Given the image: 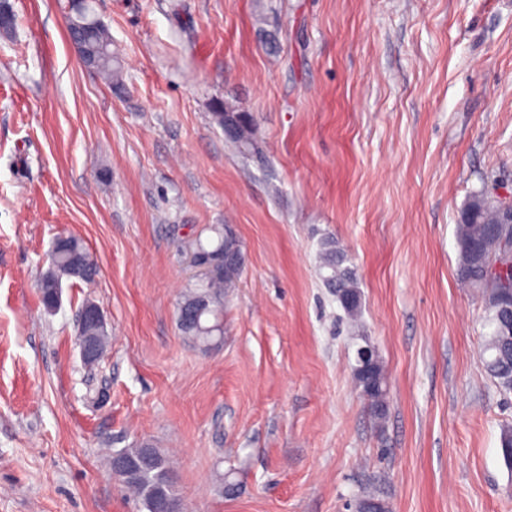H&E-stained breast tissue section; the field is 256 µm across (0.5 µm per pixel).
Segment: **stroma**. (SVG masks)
<instances>
[{
    "instance_id": "35a3bbf8",
    "label": "stroma",
    "mask_w": 512,
    "mask_h": 512,
    "mask_svg": "<svg viewBox=\"0 0 512 512\" xmlns=\"http://www.w3.org/2000/svg\"><path fill=\"white\" fill-rule=\"evenodd\" d=\"M73 0H9L0 37V512H140L113 451L167 457L187 512H512V393L485 373L459 275L472 193L512 201V0H92L127 92L68 34ZM251 113L263 163L214 99ZM245 254L224 339L182 335L183 242ZM100 272L39 284L56 236ZM332 237L363 293L352 329L319 276ZM99 305L98 364L76 343ZM387 377L377 421L361 344ZM239 488L224 492V475ZM242 111L227 110L224 113V102L216 101L213 105L212 118L214 122L223 130L228 138L236 136L242 126ZM357 357L353 367L354 379L357 388L367 403L368 408L378 420L385 419L387 410L388 388L383 364L376 353L374 363L367 369H360L370 364L373 354L371 346H363L357 350Z\"/></svg>"
}]
</instances>
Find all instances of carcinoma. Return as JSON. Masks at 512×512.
Here are the masks:
<instances>
[{"instance_id":"1","label":"carcinoma","mask_w":512,"mask_h":512,"mask_svg":"<svg viewBox=\"0 0 512 512\" xmlns=\"http://www.w3.org/2000/svg\"><path fill=\"white\" fill-rule=\"evenodd\" d=\"M70 36L78 52L90 63L117 94L126 90L124 74L117 57L112 53L109 29L89 12L76 11L69 23ZM247 126L240 137L231 140L238 151L252 158L261 157V151L252 138L253 118L246 115ZM499 202L488 199L478 191L463 206L456 224L459 252V272L462 280L482 293L486 326L482 359L485 369L496 387L504 394L512 393V223H499ZM208 240L197 237L181 246V254L196 272L197 281L181 295L179 304L192 306L198 300L206 301V309L197 321L178 322L181 333L195 344L208 348L224 338V295L237 286L244 270L245 257L241 244L231 228L225 224H210L205 228ZM507 264L501 276L491 271L493 263ZM347 256L332 238L321 243L319 275L340 303L347 316L358 322L361 315L362 292L353 268L346 265ZM56 270L42 278L40 300L48 306L54 298V288L61 279H75L91 283L98 275V265L78 237L65 234L60 238L55 255ZM357 388L368 408L378 420L385 419L388 388L380 358L367 369L361 363L353 367ZM155 465L146 470V480L134 488L142 508H147L149 489L172 475L165 455L154 449ZM353 505L358 512H389L384 499L376 495L356 498Z\"/></svg>"}]
</instances>
